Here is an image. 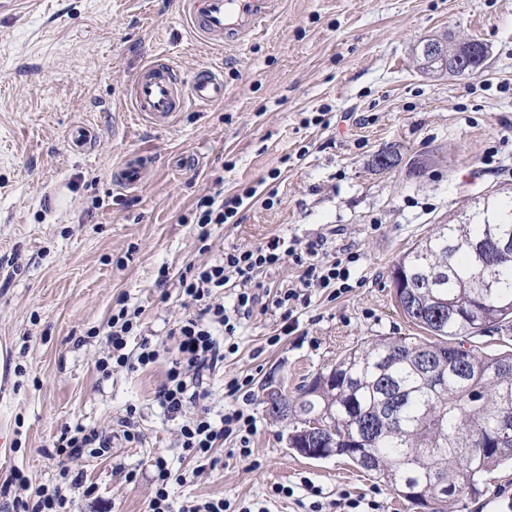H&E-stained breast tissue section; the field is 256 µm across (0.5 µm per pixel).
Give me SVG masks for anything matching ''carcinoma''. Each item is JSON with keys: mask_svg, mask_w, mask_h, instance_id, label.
<instances>
[{"mask_svg": "<svg viewBox=\"0 0 512 512\" xmlns=\"http://www.w3.org/2000/svg\"><path fill=\"white\" fill-rule=\"evenodd\" d=\"M488 206L497 223L478 213L437 224L396 264L414 275L410 306L434 340L374 339L336 361L322 392L300 394V404L333 412L325 447L352 452L360 468L408 489L403 498L414 506L438 504L439 484L449 499L475 496L512 465V441L495 438L499 418L512 412V350L465 346L477 334L512 330V201ZM420 350L453 355L456 365L435 380L416 360Z\"/></svg>", "mask_w": 512, "mask_h": 512, "instance_id": "1", "label": "carcinoma"}]
</instances>
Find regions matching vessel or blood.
I'll use <instances>...</instances> for the list:
<instances>
[{
  "mask_svg": "<svg viewBox=\"0 0 512 512\" xmlns=\"http://www.w3.org/2000/svg\"><path fill=\"white\" fill-rule=\"evenodd\" d=\"M275 0H187L186 20L201 41L214 47L244 38L270 16ZM224 98L221 70L206 68L186 78L169 61L142 66L132 84L129 104L143 121L156 129L171 128L180 112L203 108ZM149 178L144 160L133 157L114 167L115 184L142 187Z\"/></svg>",
  "mask_w": 512,
  "mask_h": 512,
  "instance_id": "obj_1",
  "label": "vessel or blood"
}]
</instances>
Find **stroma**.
I'll return each mask as SVG.
<instances>
[{
  "instance_id": "35a3bbf8",
  "label": "stroma",
  "mask_w": 512,
  "mask_h": 512,
  "mask_svg": "<svg viewBox=\"0 0 512 512\" xmlns=\"http://www.w3.org/2000/svg\"><path fill=\"white\" fill-rule=\"evenodd\" d=\"M436 35L484 44L485 68L425 74L415 46ZM162 56L187 77L220 66L223 100L182 112L167 130L139 121L126 90ZM80 124L95 134L84 152L67 142ZM390 146L398 162L377 170L374 157ZM135 152L150 155V179L115 187L113 167ZM219 176L225 195L253 186L277 201L212 225L205 250L179 217ZM510 195L512 0H280L255 35L221 48L193 35L180 0H0V484L17 469L53 487L52 442L81 424L112 447L71 460L84 477L72 492L78 512H146L159 457L186 476L169 488L179 505L216 498L233 512H311L316 500L336 512L348 492L379 501L380 512H425L347 457L291 449L265 391L296 394L379 336L426 338L395 302L394 264L431 225ZM319 237L321 258L353 256L349 288L336 298L312 291L277 345L268 339L283 324L279 310L238 328V352L207 380L208 403L222 411L227 381L253 376L244 405L258 427L252 454L224 446L197 471L154 399L175 356L168 332L189 312L177 288H158L159 270L175 278L230 248ZM121 298L142 308V334L160 357L106 376L97 361ZM130 407L134 444L122 437ZM130 470L136 482L125 481ZM278 485L292 496L276 495ZM443 508L512 512V468L494 472L481 496Z\"/></svg>"
}]
</instances>
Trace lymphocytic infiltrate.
Here are the masks:
<instances>
[{"instance_id": "obj_1", "label": "lymphocytic infiltrate", "mask_w": 512, "mask_h": 512, "mask_svg": "<svg viewBox=\"0 0 512 512\" xmlns=\"http://www.w3.org/2000/svg\"><path fill=\"white\" fill-rule=\"evenodd\" d=\"M214 192L197 199L189 213L181 215L184 224L196 225L199 240H207L213 224L234 223L240 208L246 200L256 196V188L249 187L243 193L225 197L223 178H216ZM322 247L320 241L306 242L304 248L295 246L280 247L279 243L252 248H235L222 253L215 260L186 267L177 280L179 291L192 306L189 313L170 334L177 344L178 356L167 370L165 382L158 388L155 398L163 414L169 418H182L177 431L181 447L188 455L205 459L212 449L226 441L240 444V453L250 456V443L257 432L256 419L241 408H228L212 413L204 407L208 397L204 374L216 369L219 362L238 350L232 338L243 320L249 319L255 309L262 305V282L260 272L280 265L284 259L301 266L303 273L297 287L277 292L271 300L272 307L282 309L290 302L299 300L302 292L310 289L339 288L349 286L350 270L342 258L331 261L319 260ZM238 279L241 284L232 306L219 302L218 294L223 291L230 279ZM141 309L120 307L112 313L107 322V352L98 361V369L109 373L112 366L127 367L131 363L145 366L157 360L159 352L149 338H142L137 357H130L126 351L128 336L134 335L140 325ZM201 403L200 412L190 419H183L187 405ZM109 440L97 430L78 426L63 428L54 444L55 454L63 464L58 469L56 484L49 489L30 488L23 481L21 473H14L21 489L27 490V497H14L13 512H73L74 501L69 490L78 488L79 480L72 476L65 466V459L83 453L99 455L107 452ZM154 476L155 492L148 503L149 512H227L224 500H205L189 505L175 506L169 497L167 486L173 474L164 459H156Z\"/></svg>"}]
</instances>
